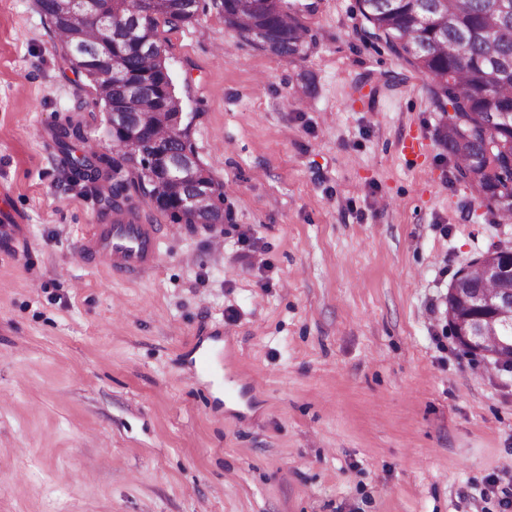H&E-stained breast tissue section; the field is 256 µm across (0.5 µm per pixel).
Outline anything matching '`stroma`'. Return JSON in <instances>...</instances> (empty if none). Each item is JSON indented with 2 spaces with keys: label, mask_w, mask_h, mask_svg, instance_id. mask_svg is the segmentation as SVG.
Listing matches in <instances>:
<instances>
[{
  "label": "stroma",
  "mask_w": 512,
  "mask_h": 512,
  "mask_svg": "<svg viewBox=\"0 0 512 512\" xmlns=\"http://www.w3.org/2000/svg\"><path fill=\"white\" fill-rule=\"evenodd\" d=\"M315 2L294 62L213 0L164 30L229 217L155 214L158 264L127 278L79 257L109 183L52 138L110 153L107 114L38 0H0V512H503L512 369L447 308L512 223L455 180L429 80L362 40L356 0Z\"/></svg>",
  "instance_id": "1"
}]
</instances>
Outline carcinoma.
<instances>
[{
    "mask_svg": "<svg viewBox=\"0 0 512 512\" xmlns=\"http://www.w3.org/2000/svg\"><path fill=\"white\" fill-rule=\"evenodd\" d=\"M39 0L66 61L95 87L108 114L112 155L95 150L72 155L77 129L60 128L58 147L67 154L75 178L112 180V210L133 197L146 200L173 224H222L224 192L213 176L210 194L196 212L182 211L165 173L149 168L166 152L174 160L196 156L188 127L174 131L169 114L181 112L160 28L177 29L196 20L198 0ZM224 23L264 50L291 61L306 58L313 46L307 16L315 5L298 0H220ZM365 21L363 39L385 42L432 84L436 108L447 116L441 138L453 157L455 177L485 203L500 224L512 222V0H357ZM126 129L140 131L141 147L130 148ZM462 289L494 301L508 287L485 277L479 260L458 278ZM451 329L470 325L478 314L448 296Z\"/></svg>",
    "mask_w": 512,
    "mask_h": 512,
    "instance_id": "cac0c4a2",
    "label": "carcinoma"
}]
</instances>
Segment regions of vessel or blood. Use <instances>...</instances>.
<instances>
[{
  "mask_svg": "<svg viewBox=\"0 0 512 512\" xmlns=\"http://www.w3.org/2000/svg\"><path fill=\"white\" fill-rule=\"evenodd\" d=\"M160 236L156 225L113 220L94 225L80 239V255L104 263L127 275L139 277L152 271L159 259Z\"/></svg>",
  "mask_w": 512,
  "mask_h": 512,
  "instance_id": "obj_1",
  "label": "vessel or blood"
}]
</instances>
